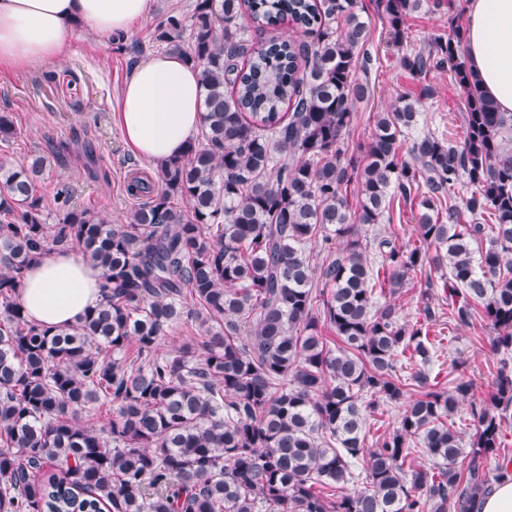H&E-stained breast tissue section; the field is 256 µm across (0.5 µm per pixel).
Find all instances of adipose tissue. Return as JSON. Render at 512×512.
Wrapping results in <instances>:
<instances>
[{
  "instance_id": "obj_1",
  "label": "adipose tissue",
  "mask_w": 512,
  "mask_h": 512,
  "mask_svg": "<svg viewBox=\"0 0 512 512\" xmlns=\"http://www.w3.org/2000/svg\"><path fill=\"white\" fill-rule=\"evenodd\" d=\"M151 0H0V66L52 63L70 50L68 35L83 25L109 37L145 18ZM463 46L481 90L512 113V0H470ZM123 139L143 160L182 155L201 123L200 70L179 54L141 60L116 102ZM101 271L73 250L32 263L19 290L27 316L50 327L75 324L101 298Z\"/></svg>"
}]
</instances>
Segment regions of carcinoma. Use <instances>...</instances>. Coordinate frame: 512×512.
<instances>
[{
    "label": "carcinoma",
    "mask_w": 512,
    "mask_h": 512,
    "mask_svg": "<svg viewBox=\"0 0 512 512\" xmlns=\"http://www.w3.org/2000/svg\"><path fill=\"white\" fill-rule=\"evenodd\" d=\"M422 2L380 0L397 48ZM288 19L304 39L256 47L245 35ZM156 32L201 68L205 112L156 183L128 184L147 197L129 223L74 207L62 182L52 231L37 194L46 157L0 162V512H475L512 481L501 454L512 419V113L458 61L464 29L401 56L410 74L446 70L465 92L463 138L409 136L421 113L400 99L357 156L343 149L367 92L357 0H195ZM397 197L420 199L417 239L364 242L360 230ZM67 248L101 269V299L71 327H45L19 288L33 261ZM422 274L442 282L453 330L480 319L493 333L497 382L477 402L460 367L448 391L431 381L430 303L409 325L379 302ZM183 318L224 331L195 356L161 350ZM466 400L465 448L448 418ZM399 402L393 432L368 440L381 406ZM103 407L108 426L81 423ZM417 453L428 464H414ZM361 459L366 486L350 491Z\"/></svg>",
    "instance_id": "1"
}]
</instances>
